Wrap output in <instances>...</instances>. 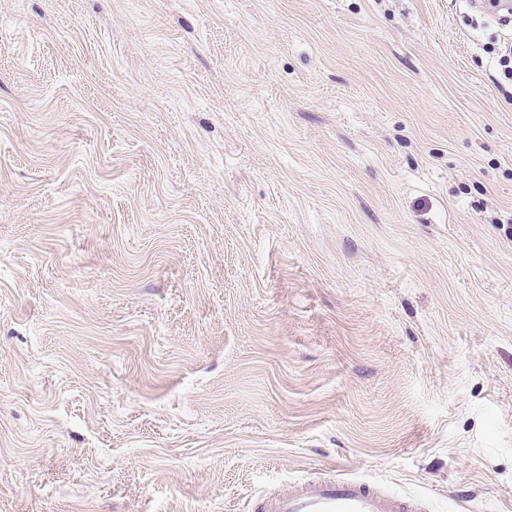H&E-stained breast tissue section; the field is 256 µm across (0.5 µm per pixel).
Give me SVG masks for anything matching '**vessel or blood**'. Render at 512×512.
Here are the masks:
<instances>
[{
    "mask_svg": "<svg viewBox=\"0 0 512 512\" xmlns=\"http://www.w3.org/2000/svg\"><path fill=\"white\" fill-rule=\"evenodd\" d=\"M260 512H417L413 502L354 478L299 481L264 498Z\"/></svg>",
    "mask_w": 512,
    "mask_h": 512,
    "instance_id": "obj_1",
    "label": "vessel or blood"
}]
</instances>
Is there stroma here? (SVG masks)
Masks as SVG:
<instances>
[{
	"label": "stroma",
	"mask_w": 512,
	"mask_h": 512,
	"mask_svg": "<svg viewBox=\"0 0 512 512\" xmlns=\"http://www.w3.org/2000/svg\"><path fill=\"white\" fill-rule=\"evenodd\" d=\"M506 39L472 0H0V512H512ZM258 512H418L412 501L354 479L299 481L265 497Z\"/></svg>",
	"instance_id": "35a3bbf8"
}]
</instances>
